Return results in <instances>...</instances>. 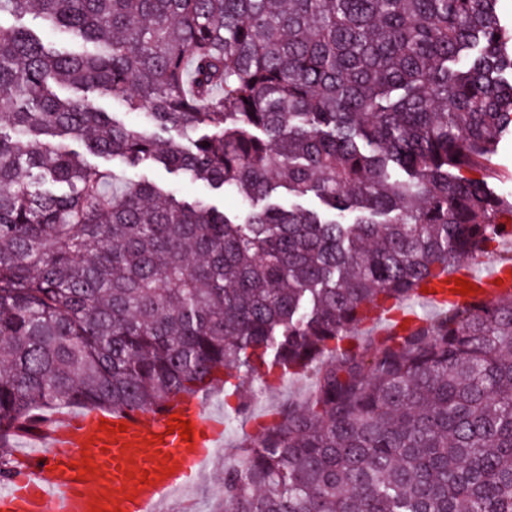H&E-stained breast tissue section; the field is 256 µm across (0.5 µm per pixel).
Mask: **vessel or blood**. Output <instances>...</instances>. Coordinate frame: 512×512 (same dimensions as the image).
Masks as SVG:
<instances>
[{
  "mask_svg": "<svg viewBox=\"0 0 512 512\" xmlns=\"http://www.w3.org/2000/svg\"><path fill=\"white\" fill-rule=\"evenodd\" d=\"M501 277L498 267L485 276L468 266L453 269L434 284L430 301L447 304L458 279L473 285V299L500 298L512 293ZM179 418L191 421V440L173 432ZM27 436L24 467L0 494V512H154L164 493L200 470L224 424L208 415L202 399L189 396L170 412H57Z\"/></svg>",
  "mask_w": 512,
  "mask_h": 512,
  "instance_id": "obj_1",
  "label": "vessel or blood"
}]
</instances>
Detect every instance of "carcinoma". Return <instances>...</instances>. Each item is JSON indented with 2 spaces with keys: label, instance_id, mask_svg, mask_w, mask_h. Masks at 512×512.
<instances>
[{
  "label": "carcinoma",
  "instance_id": "obj_1",
  "mask_svg": "<svg viewBox=\"0 0 512 512\" xmlns=\"http://www.w3.org/2000/svg\"><path fill=\"white\" fill-rule=\"evenodd\" d=\"M497 3L0 0V440L319 360L224 469V512H512V301L352 342L512 238ZM13 466L0 443V486ZM90 99L95 107L104 112H114L117 117H123L127 122L140 127H147V119L142 113H128L126 106L119 100L101 97L100 95H90ZM494 168L499 175L501 187L509 192L512 189V137L501 139L494 158Z\"/></svg>",
  "mask_w": 512,
  "mask_h": 512
}]
</instances>
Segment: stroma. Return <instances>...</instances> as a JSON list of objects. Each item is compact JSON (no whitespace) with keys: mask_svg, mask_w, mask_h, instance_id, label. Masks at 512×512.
I'll list each match as a JSON object with an SVG mask.
<instances>
[{"mask_svg":"<svg viewBox=\"0 0 512 512\" xmlns=\"http://www.w3.org/2000/svg\"><path fill=\"white\" fill-rule=\"evenodd\" d=\"M317 372V366L312 365L300 373L284 375L264 389L248 379L236 395H225L220 388L205 395L207 408L224 418V445L205 475L170 494L160 504L159 512H218L224 496V468L240 461L254 436L255 420L270 416L284 404L302 401L310 392ZM237 403L243 404V412L229 416V406Z\"/></svg>","mask_w":512,"mask_h":512,"instance_id":"stroma-1","label":"stroma"}]
</instances>
